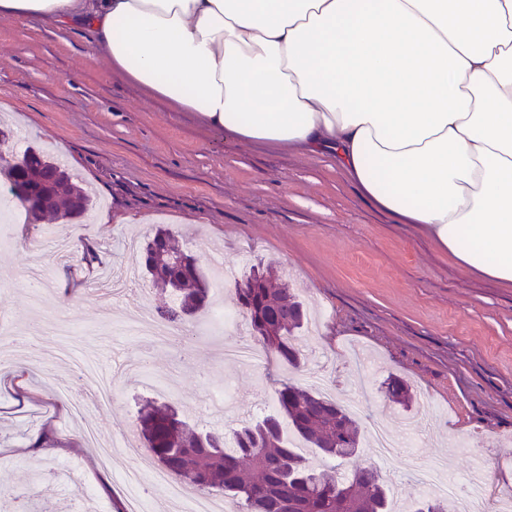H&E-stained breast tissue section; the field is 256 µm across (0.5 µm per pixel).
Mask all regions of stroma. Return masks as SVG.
Listing matches in <instances>:
<instances>
[{
	"label": "stroma",
	"instance_id": "stroma-1",
	"mask_svg": "<svg viewBox=\"0 0 512 512\" xmlns=\"http://www.w3.org/2000/svg\"><path fill=\"white\" fill-rule=\"evenodd\" d=\"M0 115L12 131L1 157L29 146L64 154L98 209L112 213L108 224L0 223V238L11 240L0 250V321L11 330L0 335L10 352L0 363V496L30 487L38 469L47 512H70L78 483L88 491L84 512H115L127 497L124 473L142 465L121 439L154 396L128 368L143 358L164 402L203 429L262 418L279 383L311 388L325 378L327 396L363 398L362 429L381 423L400 435L415 421L422 447L384 460L366 441L356 462L381 471L399 512L417 496L415 468L439 460L460 474L483 468L488 495L512 512L511 285L461 273L422 231L367 201L330 156L242 143L172 111L111 70L81 30L0 18ZM159 226L182 239L209 281H223L227 304L235 278L275 262L314 320L299 336L304 368L228 361L231 336L210 312L193 319L186 355L119 333L154 315L160 298L108 297L105 275L129 274L128 242ZM81 240L98 250L96 271L84 267ZM90 348L113 398L83 422L54 394L63 387L91 402L77 367ZM390 377L411 385V408L387 399ZM88 427L97 448L85 441ZM40 433L71 451L25 452ZM101 446L114 455L108 496L94 479Z\"/></svg>",
	"mask_w": 512,
	"mask_h": 512
}]
</instances>
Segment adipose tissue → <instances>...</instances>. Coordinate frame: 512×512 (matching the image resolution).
Here are the masks:
<instances>
[{
    "label": "adipose tissue",
    "instance_id": "adipose-tissue-1",
    "mask_svg": "<svg viewBox=\"0 0 512 512\" xmlns=\"http://www.w3.org/2000/svg\"><path fill=\"white\" fill-rule=\"evenodd\" d=\"M233 139L328 154L463 272L512 284V0H0Z\"/></svg>",
    "mask_w": 512,
    "mask_h": 512
}]
</instances>
